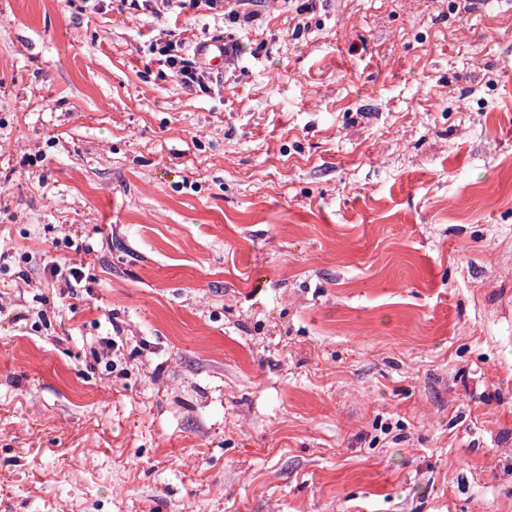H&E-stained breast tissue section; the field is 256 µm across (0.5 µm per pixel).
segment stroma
Returning <instances> with one entry per match:
<instances>
[{"mask_svg":"<svg viewBox=\"0 0 512 512\" xmlns=\"http://www.w3.org/2000/svg\"><path fill=\"white\" fill-rule=\"evenodd\" d=\"M239 9L0 0V512H512V0ZM180 9H201L219 11L222 8V15H224V21L228 20L230 24H240L246 26L247 23L254 21L255 14L242 15L241 13L232 7H230V0H179ZM243 22V24H241ZM153 49L164 57L173 77L185 87L197 85L201 90H206L203 64L198 60L197 53L189 56L181 46L163 37L155 39Z\"/></svg>","mask_w":512,"mask_h":512,"instance_id":"1","label":"stroma"}]
</instances>
